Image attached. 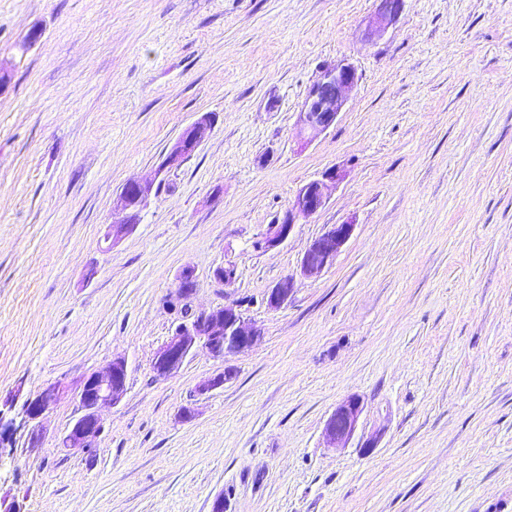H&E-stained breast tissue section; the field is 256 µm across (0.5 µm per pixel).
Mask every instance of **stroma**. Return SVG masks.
<instances>
[{
    "label": "stroma",
    "mask_w": 512,
    "mask_h": 512,
    "mask_svg": "<svg viewBox=\"0 0 512 512\" xmlns=\"http://www.w3.org/2000/svg\"><path fill=\"white\" fill-rule=\"evenodd\" d=\"M0 0V502L21 512H512V0ZM40 39L26 45L31 30ZM358 82L297 137L321 69ZM218 121L178 167L169 143ZM345 177L280 246L256 237L330 168ZM159 188L114 246L129 181ZM355 230L299 275L328 227ZM230 264L236 278L214 276ZM195 270L190 299L177 276ZM295 277L288 303L267 294ZM263 329L226 360L151 363L221 306ZM126 390L84 452L60 440L84 376ZM231 379L202 393L203 382ZM64 391L39 426L24 401ZM359 395L348 448L324 425ZM375 439L371 450L362 442ZM379 5L373 20L364 30V37L372 39L381 35L389 26L395 24L404 9L405 0H378ZM215 124V115L203 113L188 124L168 145L160 164L161 170L179 166L209 137ZM355 224L331 225L322 235L314 239L300 260V273L306 278L314 277L333 265L343 246L351 237Z\"/></svg>",
    "instance_id": "obj_1"
}]
</instances>
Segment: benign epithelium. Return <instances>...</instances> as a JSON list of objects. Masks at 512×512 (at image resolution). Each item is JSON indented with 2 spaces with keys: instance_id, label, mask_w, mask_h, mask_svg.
I'll return each mask as SVG.
<instances>
[{
  "instance_id": "7a95c632",
  "label": "benign epithelium",
  "mask_w": 512,
  "mask_h": 512,
  "mask_svg": "<svg viewBox=\"0 0 512 512\" xmlns=\"http://www.w3.org/2000/svg\"><path fill=\"white\" fill-rule=\"evenodd\" d=\"M405 0H379L373 20L364 30V37L372 39L395 24L404 9ZM358 81L356 70L347 63H339L320 71L309 88L297 115V132L305 140H313L336 123L347 101L349 92ZM215 124V115L203 113L188 124L168 145L159 171L179 166L209 137ZM343 174L336 169L326 170L320 178L302 185L292 208L285 211L275 224L267 225L256 238L254 247L267 251L282 244L297 221L317 213L329 201ZM152 180L127 182L119 195V217L108 225L104 239L112 244L127 234L138 223L140 207L154 191ZM354 223L331 225L314 239L300 260V273L314 277L333 265L343 246L351 237ZM178 295L188 299L196 288L194 269L185 267L178 276ZM294 291V278L288 277L276 284L267 295V306L277 310L288 302ZM261 329L250 318L232 307H221L203 313L191 321L181 323L159 349L152 362L156 376L166 378L178 372L189 356L198 349L206 350L215 358H224L254 346ZM127 362L112 360L103 370L83 378L79 386L80 415L62 439L66 448L88 449L103 430L99 414L105 405L117 403L126 390ZM62 392L59 382L43 386L37 394L25 401L23 413L31 422L40 419L57 403ZM363 403L356 395L343 399L327 419L324 435L336 449L345 448L355 436Z\"/></svg>"
}]
</instances>
